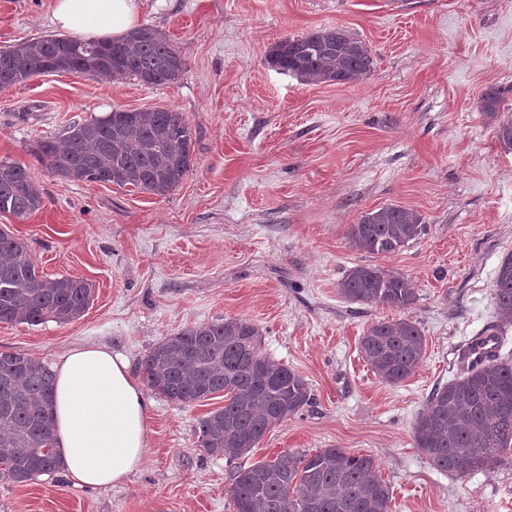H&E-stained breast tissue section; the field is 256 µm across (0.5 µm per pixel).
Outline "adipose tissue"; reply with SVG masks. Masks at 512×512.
<instances>
[{
  "mask_svg": "<svg viewBox=\"0 0 512 512\" xmlns=\"http://www.w3.org/2000/svg\"><path fill=\"white\" fill-rule=\"evenodd\" d=\"M53 24L80 37L120 40L139 25L137 0H56ZM56 443L74 485L121 483L144 462L152 406L122 356L103 346L69 349L52 367Z\"/></svg>",
  "mask_w": 512,
  "mask_h": 512,
  "instance_id": "ef3b65f1",
  "label": "adipose tissue"
}]
</instances>
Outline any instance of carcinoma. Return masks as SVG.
Here are the masks:
<instances>
[{
	"mask_svg": "<svg viewBox=\"0 0 512 512\" xmlns=\"http://www.w3.org/2000/svg\"><path fill=\"white\" fill-rule=\"evenodd\" d=\"M271 69L306 84L360 81L375 68L372 49L336 27L285 38L267 52ZM185 62L165 32L142 25L120 42L49 36L0 49V91L45 74L84 70L147 87L176 83ZM506 90L491 87L481 112L500 145L512 150V112L501 110ZM193 133L182 113L162 107L114 110L75 122L61 141L44 139L41 162L67 182L131 186L153 195L173 191L193 164ZM42 206V193L18 163L0 161V212L23 220ZM426 224L413 210L386 205L349 227L359 251L391 254L422 237ZM340 291L352 301L409 309L413 281L376 266L346 272ZM93 284L38 272L28 242L0 228V322L68 324L93 298ZM503 323L512 324V253L495 277ZM425 340L416 323L379 320L360 339L362 357L388 384L397 385L421 364ZM149 388L190 406L224 393V406L203 416L197 443L227 462L246 456L268 429L312 404L306 380L262 349L256 324L228 318L189 327L153 346L143 361ZM54 374L25 355L0 350V476L27 482L60 466L52 409ZM413 438L437 470L463 478L509 461L512 452V364L495 360L436 389ZM371 455L342 448L284 451L272 461L234 467L229 490L235 512H391L389 486Z\"/></svg>",
	"mask_w": 512,
	"mask_h": 512,
	"instance_id": "carcinoma-1",
	"label": "carcinoma"
}]
</instances>
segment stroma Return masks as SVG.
<instances>
[{
  "label": "stroma",
  "instance_id": "stroma-1",
  "mask_svg": "<svg viewBox=\"0 0 512 512\" xmlns=\"http://www.w3.org/2000/svg\"><path fill=\"white\" fill-rule=\"evenodd\" d=\"M53 5L0 0V48L53 35ZM139 12L184 58L177 83L63 73L0 91V161L26 167L43 197L27 219L0 214V227L29 242L40 272L94 286L71 323H0V350L50 365L100 345L139 379L158 342L245 318L313 396L246 463L342 448L376 458L391 512H512V463L456 478L413 442L470 339L493 330L512 360L493 288L512 253V150L479 108L486 88L512 89V0H140ZM335 27L372 48L363 82L306 85L267 67L276 42ZM155 106L181 112L193 132L194 165L167 195L65 182L37 157L39 142L72 121ZM391 203L417 210L426 234L392 254L354 250L349 226ZM356 266L407 275L415 304L401 313L346 300L339 282ZM401 315L421 329L425 353L393 386L359 341ZM153 402L146 460L124 483L82 488L61 471L0 478V512H235L232 464L207 455L195 433L223 397Z\"/></svg>",
  "mask_w": 512,
  "mask_h": 512
}]
</instances>
